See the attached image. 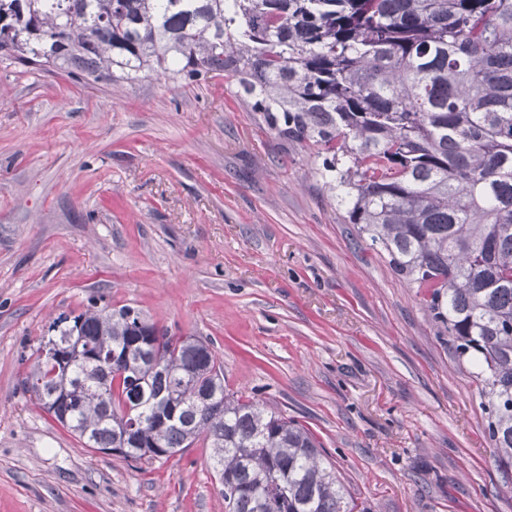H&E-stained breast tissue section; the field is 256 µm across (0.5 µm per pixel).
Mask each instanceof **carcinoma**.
I'll use <instances>...</instances> for the list:
<instances>
[{
  "label": "carcinoma",
  "mask_w": 512,
  "mask_h": 512,
  "mask_svg": "<svg viewBox=\"0 0 512 512\" xmlns=\"http://www.w3.org/2000/svg\"><path fill=\"white\" fill-rule=\"evenodd\" d=\"M0 56L92 79L234 78L323 156L348 223L448 332L512 487V0H0ZM26 389L86 448L200 442L224 512H367L297 421L224 388L206 342L128 305L62 318ZM207 392L208 402H198Z\"/></svg>",
  "instance_id": "obj_1"
}]
</instances>
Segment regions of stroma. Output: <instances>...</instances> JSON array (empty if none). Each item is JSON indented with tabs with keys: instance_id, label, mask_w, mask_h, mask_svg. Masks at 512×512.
Returning <instances> with one entry per match:
<instances>
[{
	"instance_id": "35a3bbf8",
	"label": "stroma",
	"mask_w": 512,
	"mask_h": 512,
	"mask_svg": "<svg viewBox=\"0 0 512 512\" xmlns=\"http://www.w3.org/2000/svg\"><path fill=\"white\" fill-rule=\"evenodd\" d=\"M314 148L230 77L92 83L0 61V512H224L202 445L84 448L24 386L58 318L128 305L215 350L370 512H512L477 387Z\"/></svg>"
}]
</instances>
